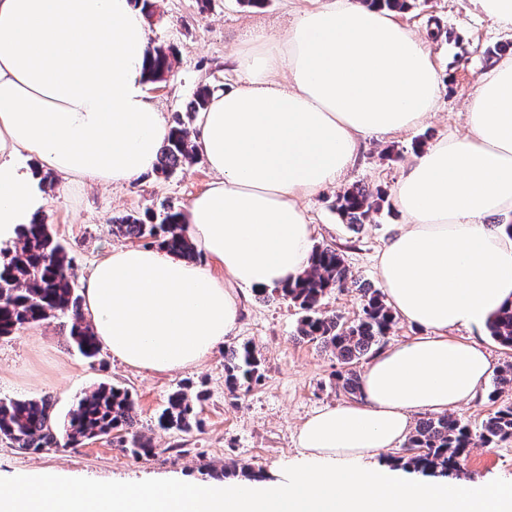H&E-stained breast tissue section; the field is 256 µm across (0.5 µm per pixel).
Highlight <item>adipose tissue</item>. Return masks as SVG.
<instances>
[{"label": "adipose tissue", "mask_w": 512, "mask_h": 512, "mask_svg": "<svg viewBox=\"0 0 512 512\" xmlns=\"http://www.w3.org/2000/svg\"><path fill=\"white\" fill-rule=\"evenodd\" d=\"M146 15L134 0H0V247L39 222L40 174L124 186L154 171L167 129L147 92ZM241 80L197 113L214 175L183 212L202 254L112 249L83 280L100 345L159 372L202 362L234 331L237 292L295 282L311 263L304 197L341 180L360 144L434 116L441 76L394 12L316 0L232 56ZM466 132L414 154L395 188L405 218L378 256L385 302L419 336L378 353L360 395L301 426L287 479L107 487L60 473L0 481V512H512V483L409 479L368 465L413 418L473 398L493 371L452 337L512 306V57L483 74Z\"/></svg>", "instance_id": "adipose-tissue-1"}]
</instances>
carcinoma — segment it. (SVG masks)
<instances>
[{
	"instance_id": "carcinoma-1",
	"label": "carcinoma",
	"mask_w": 512,
	"mask_h": 512,
	"mask_svg": "<svg viewBox=\"0 0 512 512\" xmlns=\"http://www.w3.org/2000/svg\"><path fill=\"white\" fill-rule=\"evenodd\" d=\"M172 49L161 46L148 50L149 81L155 82L171 70ZM188 131L179 122L170 127L161 147L156 171L170 174L192 158ZM386 193L353 187L336 197L335 208L351 229L380 212ZM180 211L169 207L160 222L154 216H128L117 222L116 230L132 240L157 245L177 257L201 258L179 224ZM22 246L0 257V338L26 327L64 316L68 319L72 347L84 358L96 360L101 347L84 316L82 298L74 288L72 259L55 239L44 221L27 225ZM357 286L342 254L330 246L316 245L309 269L294 283L278 289L302 313L296 337L315 342L336 356V381L354 397L361 389L356 367L361 360L378 354L385 345L395 317L376 289H362L363 306L357 318L322 311L324 298L334 290ZM490 337L512 348V309L495 314L488 322ZM225 387L230 393L248 390L263 379L259 351L251 342L224 350ZM512 391V364L493 376L488 400L495 403L502 393ZM203 392L191 397L173 392L157 417L163 430L187 432L200 425L197 402ZM138 404L132 393L115 385L102 384L81 398L69 411L65 433L58 431L51 398L0 399V436L21 451L39 453L61 444L77 448L96 438H109L128 456L147 460L156 455L151 440L137 428ZM512 439V403H502L478 424L447 414L421 419L410 433L401 454L391 457L397 465L430 474L447 476L460 471L476 443L485 446Z\"/></svg>"
}]
</instances>
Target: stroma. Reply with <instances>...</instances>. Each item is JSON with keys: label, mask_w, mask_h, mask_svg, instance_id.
Instances as JSON below:
<instances>
[{"label": "stroma", "mask_w": 512, "mask_h": 512, "mask_svg": "<svg viewBox=\"0 0 512 512\" xmlns=\"http://www.w3.org/2000/svg\"><path fill=\"white\" fill-rule=\"evenodd\" d=\"M305 6L306 0H266L259 8L241 0H157L147 20L149 44L173 48L174 57L170 73L149 85L148 92L165 124L180 121L192 127L188 106L196 89L207 85L219 92L231 85L237 78L234 50L257 33L284 29ZM398 18L426 38L436 61L443 81L436 116L424 128L365 141L338 183L302 201L316 244L339 250L359 280V288L334 291L322 305L324 311L350 320L361 310V289L380 288L376 255L403 217L393 206L375 214L373 223L349 229L332 207L337 194L355 186L393 191L418 146L463 132L460 113L491 64L488 50L501 47L512 56V32L471 14L467 0H415ZM211 179L200 157L171 175L154 172L119 188L89 182L64 187L44 172L40 181L48 205L43 219L72 258L79 281L94 260L125 244L114 220L148 211L159 214L169 206L185 210ZM299 317V309L277 293L243 291L239 325L224 346L199 365L165 373L127 366L106 351L101 363H90L72 350L60 318L0 338V399L49 396L61 424L100 383L125 387L137 400L140 430L157 450L153 458L135 460L102 439L32 454L0 439V479L56 471L77 481L123 487L173 480L238 483L257 475L279 478L302 456L297 443L301 424L314 411L348 400L336 387L335 356L295 339ZM245 341L260 351L264 378L232 397L224 386V348ZM183 386L206 391L200 427L187 433L160 429L158 414L169 394ZM458 479L511 483L512 441L473 448Z\"/></svg>", "instance_id": "stroma-1"}]
</instances>
